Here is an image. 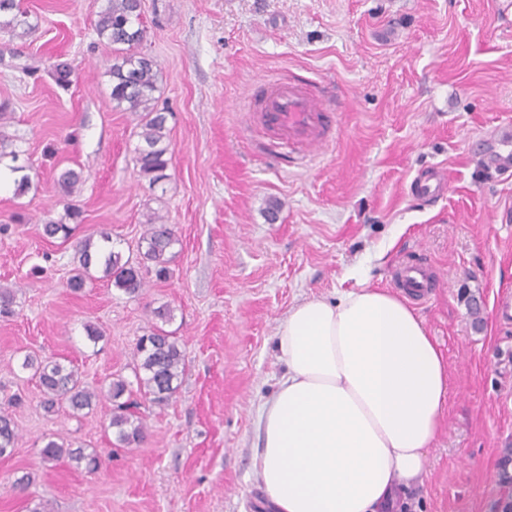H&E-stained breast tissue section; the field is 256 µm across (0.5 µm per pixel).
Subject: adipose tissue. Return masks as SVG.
Wrapping results in <instances>:
<instances>
[{
  "instance_id": "obj_1",
  "label": "adipose tissue",
  "mask_w": 512,
  "mask_h": 512,
  "mask_svg": "<svg viewBox=\"0 0 512 512\" xmlns=\"http://www.w3.org/2000/svg\"><path fill=\"white\" fill-rule=\"evenodd\" d=\"M275 336L285 372L251 460L269 512H387L424 474L448 399L422 319L362 285L298 303Z\"/></svg>"
}]
</instances>
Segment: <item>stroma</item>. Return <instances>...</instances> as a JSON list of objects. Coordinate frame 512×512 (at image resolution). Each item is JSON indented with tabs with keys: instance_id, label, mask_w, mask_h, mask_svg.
<instances>
[{
	"instance_id": "obj_1",
	"label": "stroma",
	"mask_w": 512,
	"mask_h": 512,
	"mask_svg": "<svg viewBox=\"0 0 512 512\" xmlns=\"http://www.w3.org/2000/svg\"><path fill=\"white\" fill-rule=\"evenodd\" d=\"M102 0H24V39L0 32V134L32 180L24 195L0 185V287L17 289L0 318V402L19 432L0 458V512H263L251 470L257 409L284 372L275 330L305 298L357 287L396 290L397 272L440 277L410 298L448 364V405L425 475L396 512H495L512 494V173L487 164L493 130L512 123V6L506 0H142L143 52L158 63V107L169 112L168 178L136 165L139 117L116 110L112 48L94 22ZM67 63L60 86L54 65ZM277 79L320 90L332 136L311 156L270 155L252 124V91ZM438 166L448 190L432 201L414 184ZM81 176L70 197L61 170ZM82 212L74 241L42 226L65 203ZM276 220H268L270 207ZM179 239L172 275L131 298L99 282L65 286L74 242L111 232L135 254L154 216ZM481 296L474 329L462 290ZM186 357L170 403L142 402L147 435L116 445L108 404L46 412L18 360L31 354L73 368L82 383L133 380L136 340L151 311ZM99 328V342L85 325ZM98 452L93 473L43 463L44 438ZM28 477L27 493L11 486Z\"/></svg>"
}]
</instances>
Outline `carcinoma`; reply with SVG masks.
Segmentation results:
<instances>
[{
  "mask_svg": "<svg viewBox=\"0 0 512 512\" xmlns=\"http://www.w3.org/2000/svg\"><path fill=\"white\" fill-rule=\"evenodd\" d=\"M0 0V30L23 38L33 29L28 13L3 5ZM95 29L98 36L113 47L115 61L109 68L111 78V99L115 106L125 112H136L140 117V144L135 148L136 164L141 174L149 177L154 184L168 178L167 139L168 113L157 108L154 93L157 91L158 64L153 57L138 50L144 39L141 12L137 0H104L97 13ZM79 182V174L72 169L60 173L57 185L60 191L69 195ZM80 211L66 206L64 214L57 220L43 225L47 238H61L68 241L80 224ZM178 238L171 225L157 218L144 233L138 255L123 257L114 250L112 236L102 232L98 240L87 237L75 245L72 275L67 288L80 292L95 281H105L125 295L135 298L147 286L146 277L155 276L158 281L170 277L172 249ZM17 290L0 288V317L14 314ZM153 324L149 332L137 339L134 348V377L137 388L122 377L112 379L100 390L83 385L74 370L57 363H43L25 355L21 368L31 370L38 377L45 395L44 407L53 410L57 404H65L74 413L91 410L101 400L111 402L108 427L115 434L118 444L124 447L138 445L146 438V425L136 412L139 403L133 393L149 399L158 406L169 404L178 389V380L185 372V353L174 332L167 331L159 323L174 319L173 311L167 306L152 310ZM18 440V432L5 407H0V457L12 454ZM44 463H53L64 457L85 465L94 472L101 465L96 453H87L84 448H72L63 441L49 438L40 450Z\"/></svg>",
  "mask_w": 512,
  "mask_h": 512,
  "instance_id": "carcinoma-1",
  "label": "carcinoma"
}]
</instances>
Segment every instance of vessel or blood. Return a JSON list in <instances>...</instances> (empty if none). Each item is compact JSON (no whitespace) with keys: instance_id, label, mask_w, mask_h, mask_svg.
I'll return each instance as SVG.
<instances>
[{"instance_id":"vessel-or-blood-1","label":"vessel or blood","mask_w":512,"mask_h":512,"mask_svg":"<svg viewBox=\"0 0 512 512\" xmlns=\"http://www.w3.org/2000/svg\"><path fill=\"white\" fill-rule=\"evenodd\" d=\"M261 123L275 135L274 147L306 151L326 141V132L333 121L323 98L308 84L274 81L263 88ZM497 136L502 148L489 158L491 165L501 169L512 167V128L501 127ZM446 186L442 168H433L418 185L417 191L426 197H437ZM403 286L412 295L428 296L441 285L440 279L428 278L422 268L405 267L401 272Z\"/></svg>"}]
</instances>
